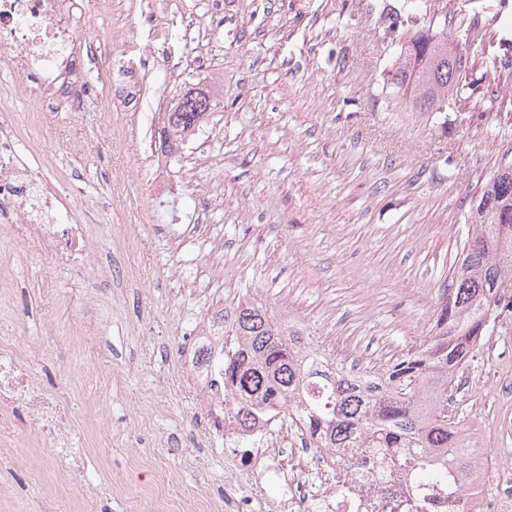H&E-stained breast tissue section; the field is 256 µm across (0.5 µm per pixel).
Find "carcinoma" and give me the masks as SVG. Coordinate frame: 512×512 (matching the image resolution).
<instances>
[{
    "instance_id": "cac0c4a2",
    "label": "carcinoma",
    "mask_w": 512,
    "mask_h": 512,
    "mask_svg": "<svg viewBox=\"0 0 512 512\" xmlns=\"http://www.w3.org/2000/svg\"><path fill=\"white\" fill-rule=\"evenodd\" d=\"M483 69L487 90L499 83L496 59L470 55L461 43L448 44V28L413 36L396 57L390 81L409 93L412 112H444L471 98L468 76ZM182 112L166 113L160 142L176 153L207 116L191 93ZM472 233L464 241L448 288L438 301L433 324L408 349L375 374L356 376L332 359L302 330L276 318L255 301L238 305L224 325L234 353L224 355V408L251 405L285 423L303 417L308 432L330 448H385L393 466L424 478L448 480L475 462L465 442L459 378L481 353L500 319L512 318V165L498 171L471 204Z\"/></svg>"
}]
</instances>
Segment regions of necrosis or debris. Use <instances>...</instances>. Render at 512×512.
I'll return each mask as SVG.
<instances>
[{
    "mask_svg": "<svg viewBox=\"0 0 512 512\" xmlns=\"http://www.w3.org/2000/svg\"><path fill=\"white\" fill-rule=\"evenodd\" d=\"M85 0H0V69L17 74L16 82L0 83V265L16 253L53 267L80 274L86 282L108 278L86 222L77 218L85 206L78 183L51 179L34 157L35 147L23 143L17 113L3 109L16 98L37 100L43 111L67 110L79 115L96 104L97 88L107 85L114 107L139 111L145 68L141 59L113 53L109 42L86 34ZM55 325L45 335L18 337L10 321L0 322V473L14 470L25 456L43 470L55 463L67 468V496L51 486L32 494L40 512H97L88 486L94 459L86 431L74 424L64 392L48 389L40 367L52 354ZM191 343L207 351L190 356L185 366L194 378L204 407L214 420L224 418V330L210 322L199 328ZM277 420L271 416L244 426L225 423L224 462L245 489L235 499L234 512H394L397 501L419 504L422 512H468L481 499L483 512H512V501L484 493L486 479L475 469L454 490L419 481L411 472L380 467L379 456L362 448H319L314 439L300 437L298 455L307 473L320 480L321 493L290 479L280 460L263 447ZM263 483L287 494L264 499L247 494Z\"/></svg>",
    "mask_w": 512,
    "mask_h": 512,
    "instance_id": "4bbe7bcc",
    "label": "necrosis or debris"
}]
</instances>
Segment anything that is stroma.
<instances>
[{
  "instance_id": "obj_1",
  "label": "stroma",
  "mask_w": 512,
  "mask_h": 512,
  "mask_svg": "<svg viewBox=\"0 0 512 512\" xmlns=\"http://www.w3.org/2000/svg\"><path fill=\"white\" fill-rule=\"evenodd\" d=\"M224 0L206 62L180 39L175 0H155L157 31H143L151 70L144 111L82 117L57 112L25 138L46 141L55 174L99 203L95 245L112 275L96 288L17 256L0 302L25 334L55 321L54 355L93 374L77 383L76 423L102 453V478L171 507L232 497L224 435L212 430L179 355L187 333L220 309L254 298L302 325L329 354L370 367L393 360L431 319L467 236V213L501 164H512V7L502 0ZM484 27L475 52L497 57L501 81L475 106L406 110L387 79L402 45L440 13ZM185 63L170 74L168 58ZM190 84L219 106L178 159L158 144L163 109ZM202 224L224 236L223 292L192 240ZM93 298L79 329L72 296ZM463 408L484 448L488 495H507L512 471V324L489 336L463 373Z\"/></svg>"
}]
</instances>
